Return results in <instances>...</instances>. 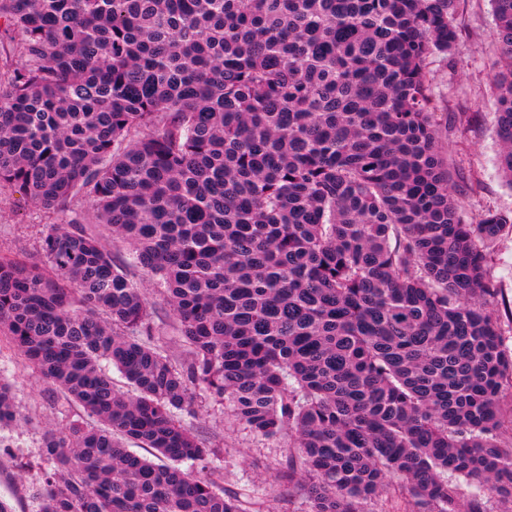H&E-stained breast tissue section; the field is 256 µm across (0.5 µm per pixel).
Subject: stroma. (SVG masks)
<instances>
[{"label":"stroma","instance_id":"obj_1","mask_svg":"<svg viewBox=\"0 0 512 512\" xmlns=\"http://www.w3.org/2000/svg\"><path fill=\"white\" fill-rule=\"evenodd\" d=\"M457 46L428 60L431 94L442 125L440 150L453 170V182L468 223L489 210L512 211V186L499 169L500 145L495 129V96L491 77L500 59L494 39L491 0H457ZM65 215L35 206L19 188H0V256L34 261L49 225ZM491 274L498 294L490 304L501 321L512 318V234L497 243ZM153 334L167 343L174 359L184 360L179 325L156 288H148ZM0 378L9 381L23 420L0 429V498L14 512H35V494L42 481V446L47 430L64 431L82 420L83 412L47 387L26 367L15 349L0 343ZM186 423L200 438L220 449L227 493L266 488L276 512H309L306 497L288 482V456L293 442L288 435L265 438L236 420L226 399L197 391L194 411Z\"/></svg>","mask_w":512,"mask_h":512}]
</instances>
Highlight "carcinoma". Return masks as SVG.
<instances>
[{
  "label": "carcinoma",
  "instance_id": "cac0c4a2",
  "mask_svg": "<svg viewBox=\"0 0 512 512\" xmlns=\"http://www.w3.org/2000/svg\"><path fill=\"white\" fill-rule=\"evenodd\" d=\"M455 3L0 0L24 59L0 79V187L89 202L42 261L0 256V339L89 418L46 432L38 512H272L182 468L219 453L183 420L198 388L293 438L310 512H356L394 477L426 512H483L459 478L512 499V352L487 310L512 211L464 221L427 71ZM492 4L512 186V0ZM21 420L0 382V426ZM134 278L136 281L143 283V288L147 292L148 299L152 305V327L153 334L156 338H160L167 343L169 353L174 359L183 361L186 359L185 349L178 340L179 325L173 318L169 306L163 301L162 296L157 292L156 288L146 281L145 276L140 271H135Z\"/></svg>",
  "mask_w": 512,
  "mask_h": 512
}]
</instances>
